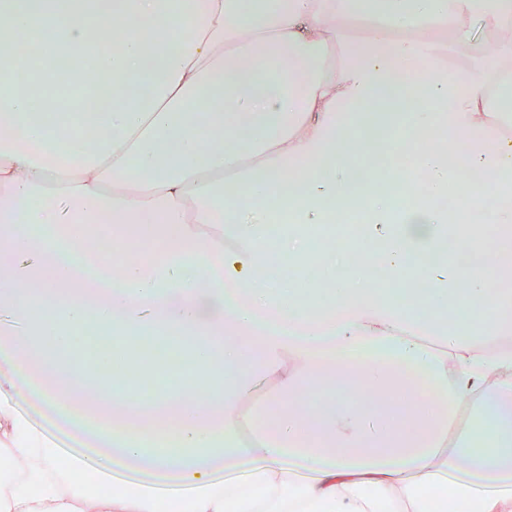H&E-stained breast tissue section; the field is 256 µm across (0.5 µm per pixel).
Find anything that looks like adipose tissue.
I'll return each instance as SVG.
<instances>
[{
  "mask_svg": "<svg viewBox=\"0 0 512 512\" xmlns=\"http://www.w3.org/2000/svg\"><path fill=\"white\" fill-rule=\"evenodd\" d=\"M200 4L194 18L172 0H0L14 78L0 95V458L12 466L0 512H512L511 268L489 280L431 262L423 287H406L408 257L436 254L448 224L417 206L388 224L376 193L371 254L337 256L327 301L256 275L283 177L301 178L306 223L328 222L356 180L357 104L413 72L427 102L407 105L399 138L427 127L449 145L418 157L431 196L450 171L480 173L481 194L512 169V132L485 109L492 90L512 91V44L488 51L472 29L481 15L512 29V0ZM44 30L56 50L83 49L84 82L123 79L87 115L102 133L93 153L66 150L65 122L32 117L47 102L11 47ZM142 81L155 92L146 105L130 91ZM490 126L501 129L492 158L474 138ZM89 224L108 225V239ZM38 225L93 262L108 265L114 248L140 256L110 267L103 289ZM367 258L387 287L344 276ZM91 316L130 338L157 322L192 336V356L224 381L135 402L102 391L89 404L83 372L57 354ZM262 318L304 332L266 333ZM442 318L463 335L437 334ZM35 323L52 346L17 340ZM358 348L373 359L353 363ZM261 391L272 409L258 418L248 402ZM67 406L107 424L79 455L46 434ZM152 434L174 435L177 450L146 448Z\"/></svg>",
  "mask_w": 512,
  "mask_h": 512,
  "instance_id": "adipose-tissue-1",
  "label": "adipose tissue"
}]
</instances>
